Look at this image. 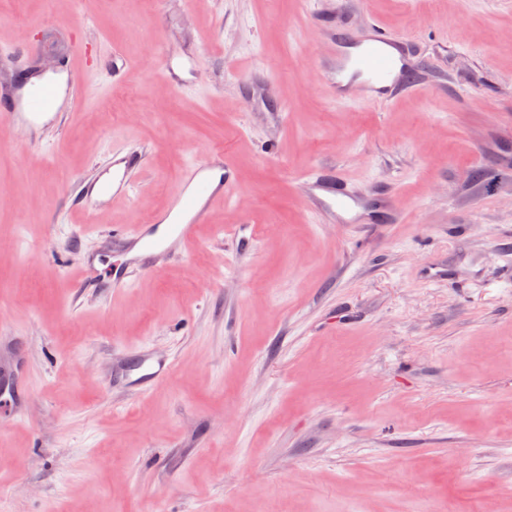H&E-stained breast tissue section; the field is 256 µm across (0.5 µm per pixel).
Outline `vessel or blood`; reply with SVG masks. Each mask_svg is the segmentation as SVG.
<instances>
[{
    "instance_id": "obj_1",
    "label": "vessel or blood",
    "mask_w": 512,
    "mask_h": 512,
    "mask_svg": "<svg viewBox=\"0 0 512 512\" xmlns=\"http://www.w3.org/2000/svg\"><path fill=\"white\" fill-rule=\"evenodd\" d=\"M329 53L321 65L327 70V91L336 101L357 97L371 103L392 101L414 85V76L406 61L402 43L392 38L381 26H373L362 39L350 37L340 23L324 24ZM55 79L27 92H5L9 112L0 114L1 120L18 121L37 131L52 125L58 118L57 102L62 90H73L77 73L73 56L59 57L55 64ZM140 155L130 153L121 158L112 171L110 190L113 196L129 192L128 175L140 168ZM301 184L314 208L336 220L337 223H357L359 210L368 201L380 198L378 189L357 190L346 187L335 177L321 178L308 173ZM233 187V167L228 150L216 151L208 160L188 167L181 188L171 207L174 222L169 229L157 224L133 227L116 225L112 228L113 241L126 247L141 246L137 257L138 271L151 273L168 253V239L191 242L196 225L207 223L210 208ZM122 370L128 388L137 394H146L158 382L170 376L174 365L141 346L126 351Z\"/></svg>"
}]
</instances>
